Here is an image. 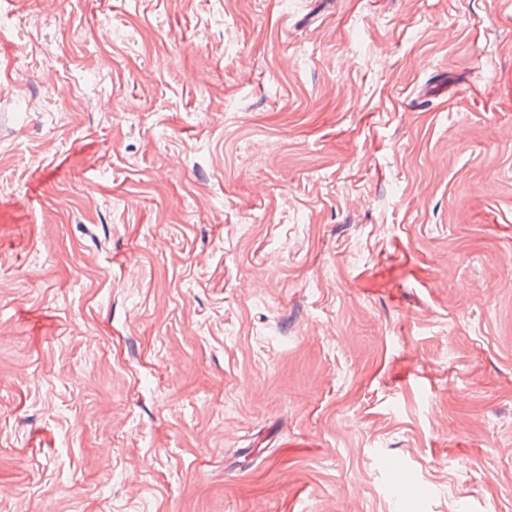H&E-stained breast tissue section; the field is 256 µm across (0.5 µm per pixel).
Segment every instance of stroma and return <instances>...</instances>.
Listing matches in <instances>:
<instances>
[{
    "label": "stroma",
    "mask_w": 512,
    "mask_h": 512,
    "mask_svg": "<svg viewBox=\"0 0 512 512\" xmlns=\"http://www.w3.org/2000/svg\"><path fill=\"white\" fill-rule=\"evenodd\" d=\"M0 512H512V0H0Z\"/></svg>",
    "instance_id": "35a3bbf8"
}]
</instances>
